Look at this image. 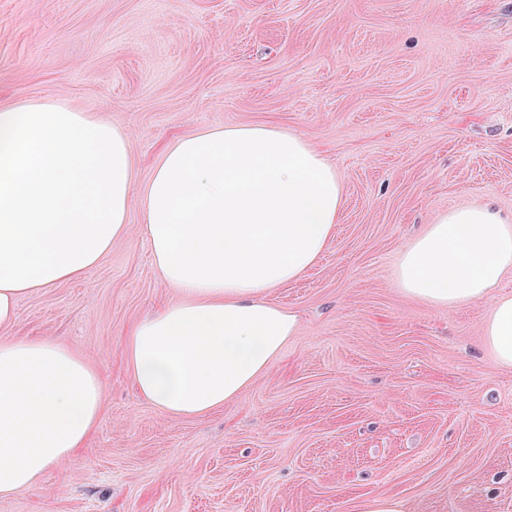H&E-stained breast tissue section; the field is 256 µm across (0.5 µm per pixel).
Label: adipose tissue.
Here are the masks:
<instances>
[{"label": "adipose tissue", "mask_w": 512, "mask_h": 512, "mask_svg": "<svg viewBox=\"0 0 512 512\" xmlns=\"http://www.w3.org/2000/svg\"><path fill=\"white\" fill-rule=\"evenodd\" d=\"M128 134L66 100L0 105V327L17 300L80 277L129 231L140 232L176 297L139 320L127 344L139 393L172 416L239 398L299 329L268 301L316 264L343 205V184L309 140L273 125L187 133L137 186ZM512 271V224L473 204L440 216L400 255L402 291L435 306L490 296ZM484 326L512 367V295ZM102 413L99 373L45 338L0 342V496L76 458Z\"/></svg>", "instance_id": "ef3b65f1"}]
</instances>
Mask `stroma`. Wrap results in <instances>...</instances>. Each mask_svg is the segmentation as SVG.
Masks as SVG:
<instances>
[{
    "instance_id": "1",
    "label": "stroma",
    "mask_w": 512,
    "mask_h": 512,
    "mask_svg": "<svg viewBox=\"0 0 512 512\" xmlns=\"http://www.w3.org/2000/svg\"><path fill=\"white\" fill-rule=\"evenodd\" d=\"M62 95L131 137L137 184L179 136L271 124L344 187L318 262L272 289L300 327L199 417L141 397L135 322L174 298L131 230L82 276L20 298L0 340L84 353L105 409L87 448L0 512H512V368L492 305L402 292L400 254L450 210L512 219V0H0V104ZM484 343L500 366L512 367V295L495 298L484 326Z\"/></svg>"
}]
</instances>
